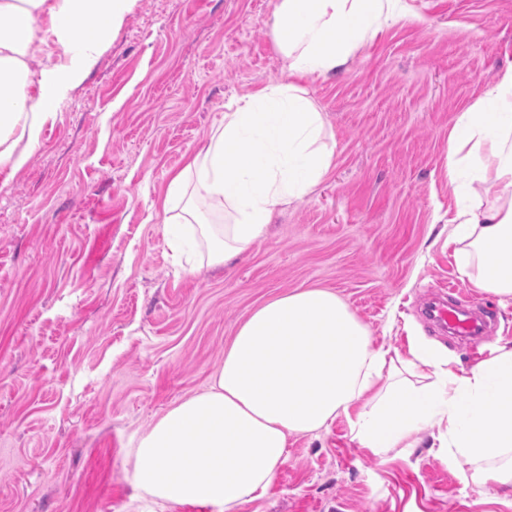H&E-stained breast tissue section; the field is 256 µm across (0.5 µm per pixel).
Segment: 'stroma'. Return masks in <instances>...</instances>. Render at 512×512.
Wrapping results in <instances>:
<instances>
[{
	"mask_svg": "<svg viewBox=\"0 0 512 512\" xmlns=\"http://www.w3.org/2000/svg\"><path fill=\"white\" fill-rule=\"evenodd\" d=\"M403 3L345 68L304 82L335 142L330 175L230 265L187 273L165 191L240 98L288 83L276 0H135L0 185V512H200L137 498L130 450L287 292L333 291L373 348L433 340L467 370L470 348L421 314L451 292L493 311L488 346L512 347V302L448 243L467 203L448 184L449 134L512 65V0ZM478 468L425 443L372 455L341 416L292 435L267 495L237 512H512Z\"/></svg>",
	"mask_w": 512,
	"mask_h": 512,
	"instance_id": "35a3bbf8",
	"label": "stroma"
}]
</instances>
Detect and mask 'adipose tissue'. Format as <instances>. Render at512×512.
Here are the masks:
<instances>
[{
    "label": "adipose tissue",
    "instance_id": "obj_1",
    "mask_svg": "<svg viewBox=\"0 0 512 512\" xmlns=\"http://www.w3.org/2000/svg\"><path fill=\"white\" fill-rule=\"evenodd\" d=\"M393 0H279L271 31L288 84H269L225 113L203 150L168 185V246L189 259L192 236L208 263L228 265L261 238L280 206L329 173L325 119L298 79L342 69ZM133 0H0V172L29 160L59 105L112 42ZM448 183L489 194L462 210L449 238L460 270L481 290L512 299V65L462 112L449 136ZM232 222L223 236L182 205L188 178ZM351 416L359 447L380 455L414 447L431 421L451 459L507 464L481 471L512 491V348L469 370L433 343L408 356L372 349L367 329L335 293L284 294L251 312L208 386L166 410L137 439L134 484L143 497L235 512L263 498L288 455V438Z\"/></svg>",
    "mask_w": 512,
    "mask_h": 512
}]
</instances>
